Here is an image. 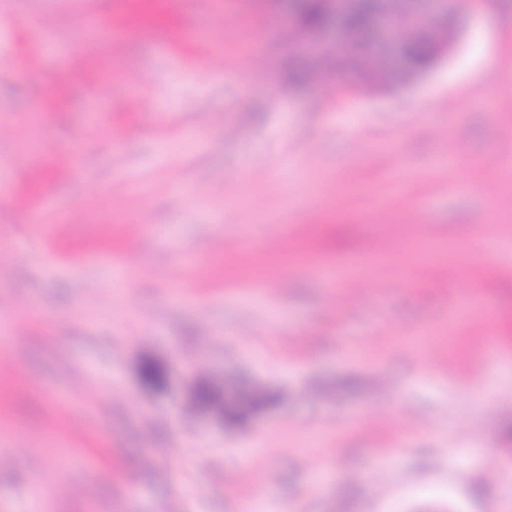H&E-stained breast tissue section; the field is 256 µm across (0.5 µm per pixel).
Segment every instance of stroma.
I'll return each instance as SVG.
<instances>
[{"instance_id":"1","label":"stroma","mask_w":512,"mask_h":512,"mask_svg":"<svg viewBox=\"0 0 512 512\" xmlns=\"http://www.w3.org/2000/svg\"><path fill=\"white\" fill-rule=\"evenodd\" d=\"M486 2L365 90L289 86L288 0H0V512H512V0ZM201 382L268 401L230 422Z\"/></svg>"}]
</instances>
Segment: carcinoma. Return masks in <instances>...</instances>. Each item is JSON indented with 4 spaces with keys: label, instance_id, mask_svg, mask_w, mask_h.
Returning <instances> with one entry per match:
<instances>
[{
    "label": "carcinoma",
    "instance_id": "1",
    "mask_svg": "<svg viewBox=\"0 0 512 512\" xmlns=\"http://www.w3.org/2000/svg\"><path fill=\"white\" fill-rule=\"evenodd\" d=\"M295 22L307 31L317 32L326 27L330 18V6L327 0H294ZM380 11L390 24L410 31L400 45L401 54L408 71L423 73L431 69L438 61L437 45L454 37L453 14L435 28L413 26L411 15L400 11L397 0H366L361 7L347 16L339 38L325 45L321 57L326 67L349 69L357 74L364 88L397 89L407 84L404 72L383 69L375 61L383 52L381 43L369 37L373 24V13ZM140 374L143 381L159 387L166 381L165 369L153 362L142 364ZM234 402L224 407L226 415L243 418L265 403V396L254 389L235 392Z\"/></svg>",
    "mask_w": 512,
    "mask_h": 512
}]
</instances>
